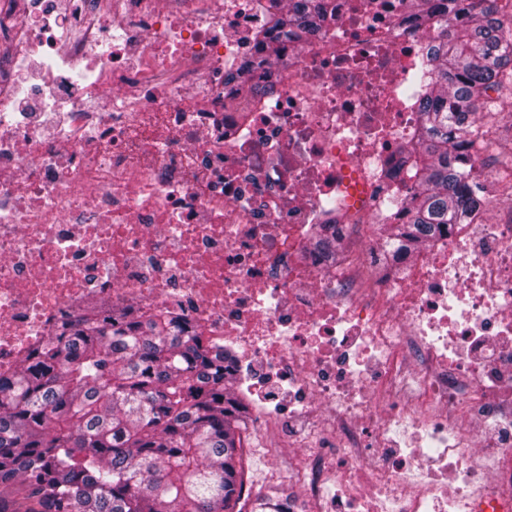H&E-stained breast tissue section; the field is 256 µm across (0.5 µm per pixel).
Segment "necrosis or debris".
<instances>
[{"instance_id": "4bbe7bcc", "label": "necrosis or debris", "mask_w": 512, "mask_h": 512, "mask_svg": "<svg viewBox=\"0 0 512 512\" xmlns=\"http://www.w3.org/2000/svg\"><path fill=\"white\" fill-rule=\"evenodd\" d=\"M317 2L242 122L270 0H0V376L88 301L164 309L277 434L287 512H512V210L384 264L437 31Z\"/></svg>"}]
</instances>
